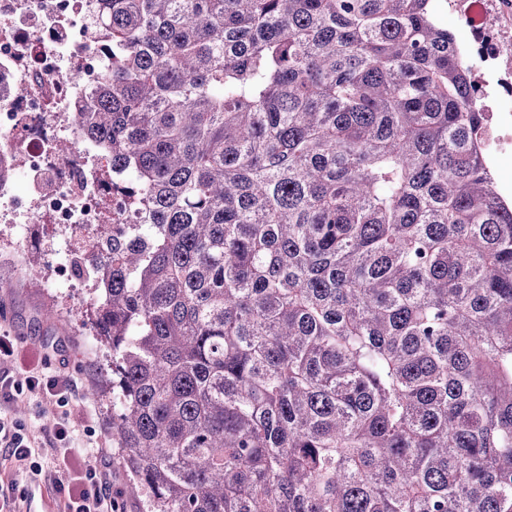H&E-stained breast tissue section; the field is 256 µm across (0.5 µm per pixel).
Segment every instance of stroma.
<instances>
[{"label": "stroma", "mask_w": 512, "mask_h": 512, "mask_svg": "<svg viewBox=\"0 0 512 512\" xmlns=\"http://www.w3.org/2000/svg\"><path fill=\"white\" fill-rule=\"evenodd\" d=\"M486 104L512 110V60H500L478 71ZM40 265L24 270L0 262V328L8 330L19 350L14 358L0 360V374L18 376L24 354L37 352L45 373L65 372L78 385L67 407L36 397L1 401L0 414L31 430L51 427L61 414H69L82 445L111 449V493L116 512H144L142 495L129 494L121 455L112 446V399L101 394L108 377V356L90 321L77 311L69 292L50 293L39 287ZM0 471L12 475L9 496L21 512H57L54 491L56 473L44 465L41 474L16 473L6 451L0 449Z\"/></svg>", "instance_id": "stroma-1"}]
</instances>
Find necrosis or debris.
<instances>
[{
  "mask_svg": "<svg viewBox=\"0 0 512 512\" xmlns=\"http://www.w3.org/2000/svg\"><path fill=\"white\" fill-rule=\"evenodd\" d=\"M99 0H0V223L11 247L0 260L18 263L35 250L46 288L97 282L91 238L131 237L143 223L112 163L83 133L75 114L109 60L90 31ZM490 0H465L468 22L482 26V59L512 52L501 31L484 28ZM50 233L35 234V225Z\"/></svg>",
  "mask_w": 512,
  "mask_h": 512,
  "instance_id": "1",
  "label": "necrosis or debris"
}]
</instances>
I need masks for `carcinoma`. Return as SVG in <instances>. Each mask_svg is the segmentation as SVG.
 <instances>
[{"label": "carcinoma", "instance_id": "carcinoma-1", "mask_svg": "<svg viewBox=\"0 0 512 512\" xmlns=\"http://www.w3.org/2000/svg\"><path fill=\"white\" fill-rule=\"evenodd\" d=\"M76 113L148 512H512V202L437 0H100Z\"/></svg>", "mask_w": 512, "mask_h": 512}]
</instances>
